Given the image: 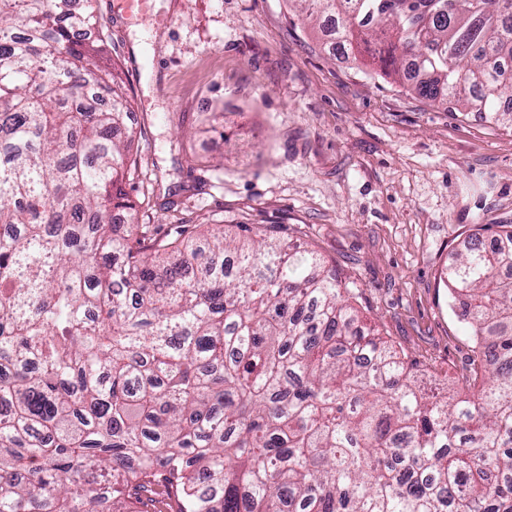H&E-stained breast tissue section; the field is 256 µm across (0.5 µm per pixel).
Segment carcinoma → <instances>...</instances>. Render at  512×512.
<instances>
[{
  "label": "carcinoma",
  "mask_w": 512,
  "mask_h": 512,
  "mask_svg": "<svg viewBox=\"0 0 512 512\" xmlns=\"http://www.w3.org/2000/svg\"><path fill=\"white\" fill-rule=\"evenodd\" d=\"M419 97L504 119L512 0H295ZM0 0V512H512V243L445 272L448 397L285 237L134 219L92 0Z\"/></svg>",
  "instance_id": "1"
}]
</instances>
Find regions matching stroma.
<instances>
[{
    "instance_id": "35a3bbf8",
    "label": "stroma",
    "mask_w": 512,
    "mask_h": 512,
    "mask_svg": "<svg viewBox=\"0 0 512 512\" xmlns=\"http://www.w3.org/2000/svg\"><path fill=\"white\" fill-rule=\"evenodd\" d=\"M94 6L134 110L137 221L247 225L317 252L363 318L426 374L472 356L441 273L480 224H512V126L427 101L329 56L289 0Z\"/></svg>"
}]
</instances>
